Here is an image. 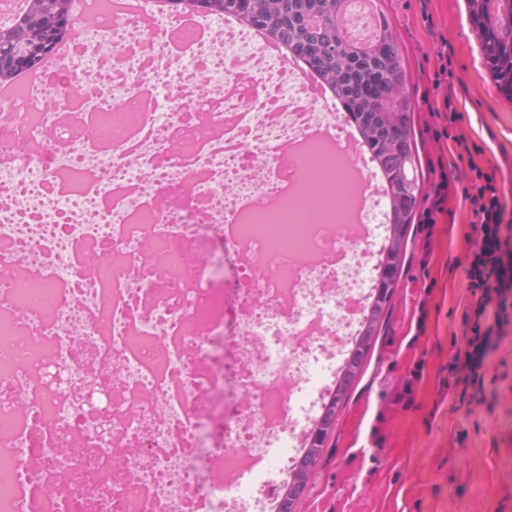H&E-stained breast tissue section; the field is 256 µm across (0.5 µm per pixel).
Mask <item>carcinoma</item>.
<instances>
[{
	"instance_id": "obj_1",
	"label": "carcinoma",
	"mask_w": 512,
	"mask_h": 512,
	"mask_svg": "<svg viewBox=\"0 0 512 512\" xmlns=\"http://www.w3.org/2000/svg\"><path fill=\"white\" fill-rule=\"evenodd\" d=\"M45 0H35L31 13L17 23L6 38L9 52L45 31L51 19ZM493 0H465L470 22L492 81L512 100V10L504 17L491 9ZM336 0H251V23L283 41L308 66L332 84L344 99V107L373 154L379 168L391 179V195L403 199L397 223L410 224L416 205L417 181L404 177L418 156L413 132V105L404 92L406 71L403 55L387 18L384 34L372 51L351 50L334 22ZM394 96L384 112L380 96Z\"/></svg>"
}]
</instances>
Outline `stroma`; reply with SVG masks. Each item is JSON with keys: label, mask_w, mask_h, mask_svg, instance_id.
Here are the masks:
<instances>
[{"label": "stroma", "mask_w": 512, "mask_h": 512, "mask_svg": "<svg viewBox=\"0 0 512 512\" xmlns=\"http://www.w3.org/2000/svg\"><path fill=\"white\" fill-rule=\"evenodd\" d=\"M400 45L419 169L398 279L295 512H512V287L468 285L465 135L512 190V101L491 80L464 0H381ZM450 57L452 82L437 81ZM460 118L449 123L448 110ZM499 325L478 315L486 297Z\"/></svg>", "instance_id": "35a3bbf8"}]
</instances>
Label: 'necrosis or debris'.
<instances>
[{"label":"necrosis or debris","mask_w":512,"mask_h":512,"mask_svg":"<svg viewBox=\"0 0 512 512\" xmlns=\"http://www.w3.org/2000/svg\"><path fill=\"white\" fill-rule=\"evenodd\" d=\"M74 21L0 97V512H272L369 303L381 197L290 205L298 145L352 147L223 16Z\"/></svg>","instance_id":"obj_1"}]
</instances>
